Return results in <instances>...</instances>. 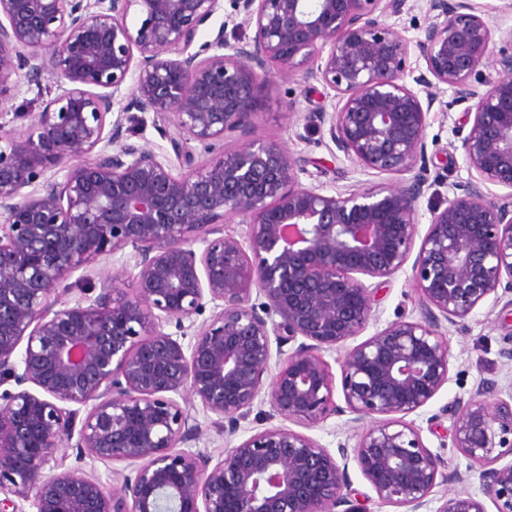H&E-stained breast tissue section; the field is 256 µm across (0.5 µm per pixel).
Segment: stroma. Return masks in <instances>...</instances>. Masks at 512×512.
Here are the masks:
<instances>
[{
    "label": "stroma",
    "instance_id": "1",
    "mask_svg": "<svg viewBox=\"0 0 512 512\" xmlns=\"http://www.w3.org/2000/svg\"><path fill=\"white\" fill-rule=\"evenodd\" d=\"M258 133L288 148L300 159L304 168L300 178L306 184L323 185L327 192L367 189L389 182V175L361 170L347 161L330 140L327 132L306 126L309 112L331 110L333 100L323 86L315 81L302 83L282 78L274 79L262 91ZM295 117H288V109ZM465 105L448 112H434L429 118L427 139L430 150L429 177H441L440 185L430 189L419 203L422 220H429L431 209L448 197L460 193L471 174L465 163L462 142L456 131L465 124ZM377 319L365 329L372 336L388 324L417 316V295L412 287L410 271L396 274L376 295ZM512 335V308L504 300L488 297L464 322L449 326L450 364L447 383L427 405L409 415L408 420L420 431L424 445L438 454L446 473L457 472L467 477V489L479 494L475 476L477 466L451 445L452 422L443 415V408L455 400L468 398L485 378L496 380L502 391L512 390V362L502 358L500 349L506 337ZM268 405L255 404L240 422L235 434L221 431L210 422L200 403H192L190 412L200 426V433L190 444L191 451L220 460L229 448L238 445L257 431L285 426L286 421L268 418Z\"/></svg>",
    "mask_w": 512,
    "mask_h": 512
}]
</instances>
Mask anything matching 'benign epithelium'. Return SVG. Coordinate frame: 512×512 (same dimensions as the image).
<instances>
[{"label":"benign epithelium","instance_id":"obj_1","mask_svg":"<svg viewBox=\"0 0 512 512\" xmlns=\"http://www.w3.org/2000/svg\"><path fill=\"white\" fill-rule=\"evenodd\" d=\"M427 2L412 87L409 44L384 21L407 0H233L235 28L253 36L231 42L222 24L193 52L221 0H0V104L20 71L59 90L23 133L0 124V386H16L0 394V490L36 512H360L351 451L379 499L428 505L442 460L405 417L448 382L445 324L512 294V30L496 35L470 0ZM278 77L332 91L333 110L307 122L353 165L401 181L334 194L302 183L300 159L257 134L255 94ZM442 85L448 107L473 115L472 175L421 236ZM141 112L179 166L126 142ZM192 142L239 146L197 165ZM488 184L507 193L493 200ZM237 222L241 233L225 230ZM129 246L134 264L69 303L76 272ZM408 264L419 316L347 350L339 406L321 352L376 319L372 281ZM208 302L216 312L189 346L164 331ZM188 396L231 433L257 401L306 428L346 413L373 423L335 454L266 428L214 463L184 448L199 433ZM450 416L483 498L459 490L437 512H487L485 498L512 512V393L486 379ZM63 440L73 465L53 461ZM87 459L132 474L116 492Z\"/></svg>","mask_w":512,"mask_h":512}]
</instances>
